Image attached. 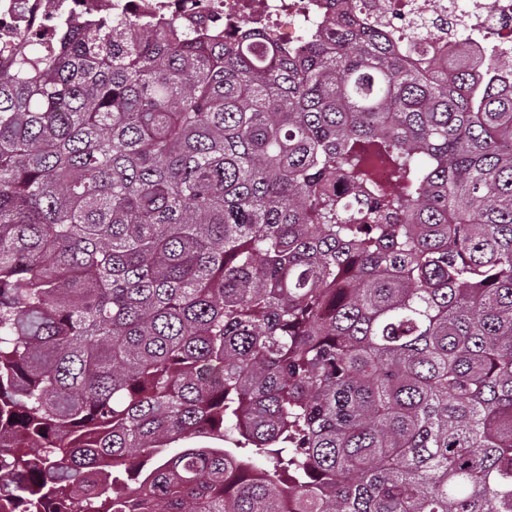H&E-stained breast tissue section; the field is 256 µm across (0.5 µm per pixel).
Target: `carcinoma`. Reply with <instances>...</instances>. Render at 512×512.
<instances>
[{
	"label": "carcinoma",
	"instance_id": "obj_1",
	"mask_svg": "<svg viewBox=\"0 0 512 512\" xmlns=\"http://www.w3.org/2000/svg\"><path fill=\"white\" fill-rule=\"evenodd\" d=\"M335 2L0 71V512H512V59Z\"/></svg>",
	"mask_w": 512,
	"mask_h": 512
}]
</instances>
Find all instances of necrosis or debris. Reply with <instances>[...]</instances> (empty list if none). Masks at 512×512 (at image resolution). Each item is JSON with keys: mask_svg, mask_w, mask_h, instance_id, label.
<instances>
[{"mask_svg": "<svg viewBox=\"0 0 512 512\" xmlns=\"http://www.w3.org/2000/svg\"><path fill=\"white\" fill-rule=\"evenodd\" d=\"M369 8L395 46L423 32L442 54L512 59V0H370ZM328 10L329 0H0V71L22 43L52 52L63 26L92 19L173 20L190 30L220 27L228 36L246 20L283 45L300 46L323 27Z\"/></svg>", "mask_w": 512, "mask_h": 512, "instance_id": "necrosis-or-debris-1", "label": "necrosis or debris"}]
</instances>
